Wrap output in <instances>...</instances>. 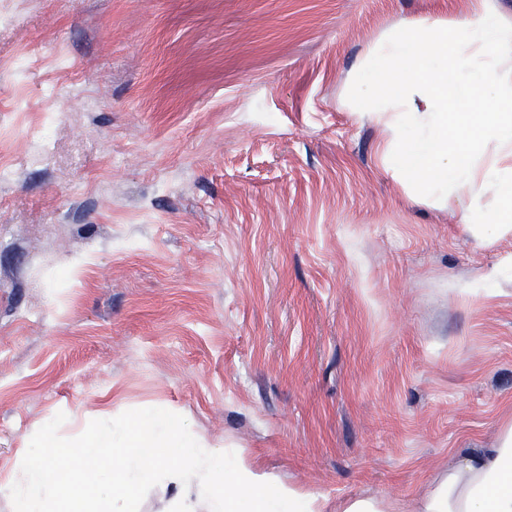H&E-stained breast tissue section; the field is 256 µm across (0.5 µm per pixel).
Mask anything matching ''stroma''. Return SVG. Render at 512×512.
I'll use <instances>...</instances> for the list:
<instances>
[{"label":"stroma","mask_w":512,"mask_h":512,"mask_svg":"<svg viewBox=\"0 0 512 512\" xmlns=\"http://www.w3.org/2000/svg\"><path fill=\"white\" fill-rule=\"evenodd\" d=\"M477 5L0 0V480L104 392L333 500L492 447L512 237L406 196L348 102L376 42Z\"/></svg>","instance_id":"1"}]
</instances>
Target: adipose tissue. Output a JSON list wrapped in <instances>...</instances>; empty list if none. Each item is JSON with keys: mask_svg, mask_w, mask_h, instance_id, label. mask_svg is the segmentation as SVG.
<instances>
[{"mask_svg": "<svg viewBox=\"0 0 512 512\" xmlns=\"http://www.w3.org/2000/svg\"><path fill=\"white\" fill-rule=\"evenodd\" d=\"M478 92L494 105L481 117ZM349 104L390 128L383 162L408 197H456L471 230L512 234L511 25L485 7L464 22L396 30L370 50ZM40 438L4 481L12 512H140V493L156 484L170 492L163 512H512V421L495 447L466 453L407 506L382 495L333 502L239 454L216 464L217 447L169 410L80 428L67 445L52 425Z\"/></svg>", "mask_w": 512, "mask_h": 512, "instance_id": "adipose-tissue-1", "label": "adipose tissue"}]
</instances>
